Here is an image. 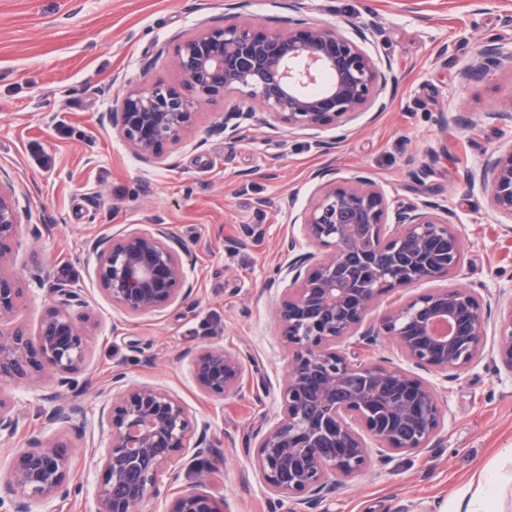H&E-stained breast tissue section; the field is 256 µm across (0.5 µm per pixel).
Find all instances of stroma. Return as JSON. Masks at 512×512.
<instances>
[{
	"label": "stroma",
	"mask_w": 512,
	"mask_h": 512,
	"mask_svg": "<svg viewBox=\"0 0 512 512\" xmlns=\"http://www.w3.org/2000/svg\"><path fill=\"white\" fill-rule=\"evenodd\" d=\"M0 0V172L23 192V204L51 225L34 236L22 226L15 270L43 267L71 283L97 328L91 358L78 375L83 400L96 412L114 372L164 388L210 425L215 457L182 464L164 498L141 512H167L170 500L210 473L201 493L222 512H288L250 465L253 433L280 411L288 364L272 319L281 285L275 276L289 240L299 237L292 213L307 207L327 168L337 185L367 177L389 206L437 201L454 214L464 244L460 274L441 286L465 285L479 296L512 286V221L497 214L467 170L512 144V69L493 67L462 80L475 45L512 44V0ZM310 24L367 25L366 51L390 61L398 83L386 111L368 110L319 138L276 124L242 121L234 145L214 129L249 103L236 96L202 104L186 142L164 164L135 156L102 121L118 77L152 75L174 85L178 36L202 21L284 29ZM161 224L190 248V299L138 317L112 308L87 257L95 239ZM221 347L244 363L237 393L204 392L192 357ZM449 414L430 452H402L381 469L355 477L326 502L327 512H452L475 471L500 472L503 507L512 512V374L483 356L444 391ZM20 401L25 428L0 442V467L30 432L42 427L41 404L26 387H0ZM92 438L76 440L71 468L76 494L57 512H96L99 474L89 469Z\"/></svg>",
	"instance_id": "stroma-1"
}]
</instances>
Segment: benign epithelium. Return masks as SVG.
<instances>
[{
  "label": "benign epithelium",
  "mask_w": 512,
  "mask_h": 512,
  "mask_svg": "<svg viewBox=\"0 0 512 512\" xmlns=\"http://www.w3.org/2000/svg\"><path fill=\"white\" fill-rule=\"evenodd\" d=\"M368 36L350 37L336 24L309 26L301 20L286 33L252 24L197 25L179 37L174 66L191 89L186 95L162 79L124 81L104 118L141 160L162 163L166 150L191 134L198 106L236 93L257 105L227 112L224 139H237L240 120L276 121L316 136L343 127L353 116L387 102L383 93L398 82L390 63L375 61L363 48ZM512 68V49L490 41L461 70L469 81L489 67ZM471 183L490 193L494 210L512 220V146L493 152L469 172ZM388 203L373 182L358 178L347 186L328 184L292 223L306 244L322 250L293 253L279 267L283 289L275 309L288 347L280 413L259 430L253 467L271 494L313 508L350 477L372 470L392 454L424 451L445 426L447 401L438 381L474 365L487 346L491 303L465 287H439L410 297L379 321V332L429 380L402 368L355 361L336 342L362 329L386 291L434 282L463 265V242L448 207L433 201L399 206L392 233L373 249L363 247L356 225L382 230ZM36 234L51 226L32 223L20 207L14 185L0 178V324L14 321L24 295L34 292L14 273L21 225ZM185 248L166 228L124 231L91 245L95 274L112 308L128 316L157 312L189 298L194 283L182 260ZM56 305L41 320L36 338L18 325L0 328V384L22 383L40 392L47 428L82 429L86 410L76 375L85 370L94 324L73 310L84 301L77 289L56 283ZM498 290L497 336L490 354L512 374V297ZM192 374L207 393L239 390L241 358L210 347L192 359ZM24 412L0 397V440L14 438ZM100 472L97 512H139L164 494L163 479L175 483L176 460L213 454L208 425L157 386L112 378L97 419ZM0 512H32L71 494L70 444L59 436L33 437L16 449L0 474ZM168 512H221L211 497L189 489L171 501Z\"/></svg>",
  "instance_id": "benign-epithelium-1"
}]
</instances>
